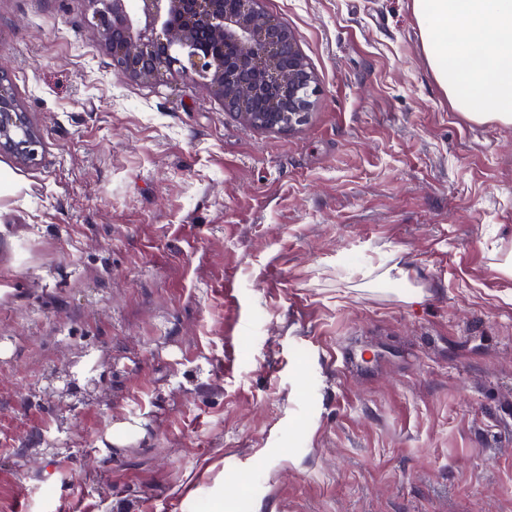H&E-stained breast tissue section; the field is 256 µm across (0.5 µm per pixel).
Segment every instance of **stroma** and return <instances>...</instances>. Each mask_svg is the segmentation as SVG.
<instances>
[{
    "instance_id": "stroma-1",
    "label": "stroma",
    "mask_w": 512,
    "mask_h": 512,
    "mask_svg": "<svg viewBox=\"0 0 512 512\" xmlns=\"http://www.w3.org/2000/svg\"><path fill=\"white\" fill-rule=\"evenodd\" d=\"M262 6L319 88L289 129L0 0L43 138L0 155V512H512V125L451 107L412 0Z\"/></svg>"
}]
</instances>
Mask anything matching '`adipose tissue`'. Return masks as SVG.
Wrapping results in <instances>:
<instances>
[{"label":"adipose tissue","mask_w":512,"mask_h":512,"mask_svg":"<svg viewBox=\"0 0 512 512\" xmlns=\"http://www.w3.org/2000/svg\"><path fill=\"white\" fill-rule=\"evenodd\" d=\"M422 49L454 110L512 124V0H413Z\"/></svg>","instance_id":"1"}]
</instances>
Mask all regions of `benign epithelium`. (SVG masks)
I'll return each mask as SVG.
<instances>
[{
	"instance_id": "7a95c632",
	"label": "benign epithelium",
	"mask_w": 512,
	"mask_h": 512,
	"mask_svg": "<svg viewBox=\"0 0 512 512\" xmlns=\"http://www.w3.org/2000/svg\"><path fill=\"white\" fill-rule=\"evenodd\" d=\"M90 0L102 46L121 75L150 79L179 70L205 80L224 109L250 125L291 128L318 92L295 33L268 16L260 0ZM42 147L0 66V152L37 162Z\"/></svg>"
}]
</instances>
